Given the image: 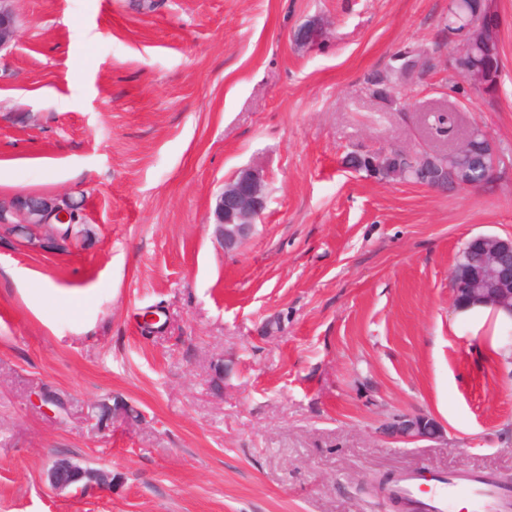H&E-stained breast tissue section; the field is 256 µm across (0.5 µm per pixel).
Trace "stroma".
Returning <instances> with one entry per match:
<instances>
[{
  "mask_svg": "<svg viewBox=\"0 0 512 512\" xmlns=\"http://www.w3.org/2000/svg\"><path fill=\"white\" fill-rule=\"evenodd\" d=\"M498 7L491 105L454 90L448 0H18L0 201L70 196L89 235H0V512H397L380 480L512 477V324L456 311L450 279L471 236L512 237V162L444 193L345 164L477 127L512 154ZM406 45L432 62L396 110L367 79ZM245 168L267 206L227 254L215 199ZM403 413L447 437L381 434ZM59 455L111 488L53 490Z\"/></svg>",
  "mask_w": 512,
  "mask_h": 512,
  "instance_id": "obj_1",
  "label": "stroma"
}]
</instances>
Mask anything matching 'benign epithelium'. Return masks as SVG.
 Listing matches in <instances>:
<instances>
[{"label": "benign epithelium", "mask_w": 512, "mask_h": 512, "mask_svg": "<svg viewBox=\"0 0 512 512\" xmlns=\"http://www.w3.org/2000/svg\"><path fill=\"white\" fill-rule=\"evenodd\" d=\"M17 0H0V50L9 47L17 38ZM489 152H476L471 140L467 139L452 149V152L468 157L477 164L487 166V156L497 155L489 136H484ZM410 152L400 149L380 148L369 151L371 170L388 171L401 166V159ZM416 180L436 191L448 190L445 174L432 165H421L412 171H397L387 175L386 180ZM65 198L53 199L23 197L0 206V224L22 228L25 236L36 226H56L54 242L65 245L73 236H64L62 227L76 224L71 214L72 206L63 204ZM267 205L264 177L257 169L247 168L224 183V190L217 196L214 218L215 236L224 247V252L236 251L254 232L255 224ZM473 268L465 279L456 282L453 288V305L459 311L474 307L490 310L512 320V238L502 239L493 235L480 234L468 239L463 247ZM385 436L405 443L422 441L434 442L445 436V428L434 417L424 413H406L385 420L380 427ZM53 489L63 491L70 486L83 483L85 488L109 489L112 487V473L104 468L75 470L71 459L58 456L48 470Z\"/></svg>", "instance_id": "benign-epithelium-1"}]
</instances>
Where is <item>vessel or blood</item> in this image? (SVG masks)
Returning a JSON list of instances; mask_svg holds the SVG:
<instances>
[{"instance_id":"vessel-or-blood-1","label":"vessel or blood","mask_w":512,"mask_h":512,"mask_svg":"<svg viewBox=\"0 0 512 512\" xmlns=\"http://www.w3.org/2000/svg\"><path fill=\"white\" fill-rule=\"evenodd\" d=\"M406 512H451L454 501H465L469 512H512V490L488 475L462 473L434 479L424 485L420 476L407 473L392 487Z\"/></svg>"}]
</instances>
